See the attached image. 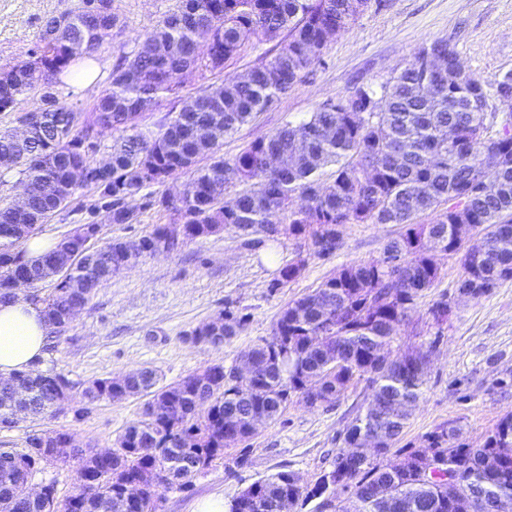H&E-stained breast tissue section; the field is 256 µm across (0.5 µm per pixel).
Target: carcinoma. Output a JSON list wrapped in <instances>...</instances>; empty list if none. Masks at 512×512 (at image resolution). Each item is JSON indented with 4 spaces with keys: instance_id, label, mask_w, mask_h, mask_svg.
<instances>
[{
    "instance_id": "cac0c4a2",
    "label": "carcinoma",
    "mask_w": 512,
    "mask_h": 512,
    "mask_svg": "<svg viewBox=\"0 0 512 512\" xmlns=\"http://www.w3.org/2000/svg\"><path fill=\"white\" fill-rule=\"evenodd\" d=\"M97 0H83L76 12L47 18L35 61L30 67L1 69L11 78L0 82V112H13L23 97L40 94L42 106L26 113L34 125L30 139L19 143L12 131H0V154H15L24 175L16 189L32 192L28 207L0 206V300L8 299L20 276L31 286L56 275L55 261L65 250L79 256L70 277L57 281L41 300L51 334L66 332L67 311L86 306L103 282L132 260L150 256L179 241L207 237L229 229L244 246L260 249L288 236L297 240L293 257L280 269L272 288L295 278L309 256L330 258L343 243L347 224H402L407 231L391 239L382 255L342 266L312 293L288 305L272 335L245 352L256 369L249 382H224V365L206 368L209 384L198 389L187 376L157 386L154 369L144 367L128 378L95 379L82 390L90 401L147 397L141 415L119 436L109 457H93L90 449H62L72 434H32L26 448L0 456V512H39L20 494L22 484L51 462L77 463L76 481L96 488L90 498L60 501L55 481L45 483V500L53 512H118L119 499L139 472L157 469L167 483L190 490L194 470L175 468L186 458L202 469L224 452L226 426L233 423L237 442L252 434L251 423L274 420L293 395L308 393L314 378L323 379L319 395L333 404L355 378L364 377L371 394L348 426L345 447L336 452V477L348 481L347 497L333 512H474L473 501L496 512L501 500L512 502V412L471 448L460 429L440 428L404 452L408 467L394 470L381 461L400 440L426 384L427 350L448 323V299L428 309L437 328L428 345L412 349L404 360L382 358L417 307L422 293L441 278L434 253L460 256L462 274L456 290L474 287L473 298L488 294L512 279V113L498 120L481 113L496 100L512 109V73L494 80L468 71L453 82L427 85L425 57L444 55L450 67L458 52L446 40L422 47L416 59L380 85L355 88L323 103L307 121L290 123L252 142L232 158H224L221 138L235 132L288 92L320 60L335 31L359 14V0H180L164 15L129 56L113 66L109 85L95 108L94 123L82 119L74 105L59 102L53 87L58 75L79 56L90 58L112 30L119 15ZM288 30V41L244 78L207 85L190 98L180 96L184 80L224 69L248 41H271ZM209 42V57L196 47ZM165 100L176 103L158 132L138 130L141 114ZM117 133L111 166L94 160L98 128ZM452 128L455 140L441 137ZM202 157L209 163L199 166ZM84 162L89 185L99 198L94 215L108 209L113 224H135L136 197L144 206L174 213L135 240L117 239L85 256V242L98 231L95 222L81 225L66 242L40 258L19 247L21 231L44 222L75 200L80 187L72 179ZM335 167L326 184L319 172ZM180 174L190 175L181 185ZM153 186L164 191L154 194ZM433 215L428 224L419 218ZM457 224H473L480 242L464 246L454 235ZM248 317L230 307L191 333L202 340L217 334L227 341L238 335ZM311 336H325L321 346ZM33 383L32 373H19L0 383V428H11L12 404L7 393ZM74 384L62 373H49L33 389L26 411L40 415L59 391ZM376 438L373 455L352 454L359 437ZM459 490L448 497V470ZM156 487L138 489L135 512H155ZM323 487L302 486L290 472L253 483L228 504V512H297L309 500L324 497Z\"/></svg>"
}]
</instances>
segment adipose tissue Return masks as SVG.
<instances>
[{"label":"adipose tissue","instance_id":"1","mask_svg":"<svg viewBox=\"0 0 512 512\" xmlns=\"http://www.w3.org/2000/svg\"><path fill=\"white\" fill-rule=\"evenodd\" d=\"M51 327L43 306L16 291L0 304V380L19 372H38L46 355Z\"/></svg>","mask_w":512,"mask_h":512}]
</instances>
